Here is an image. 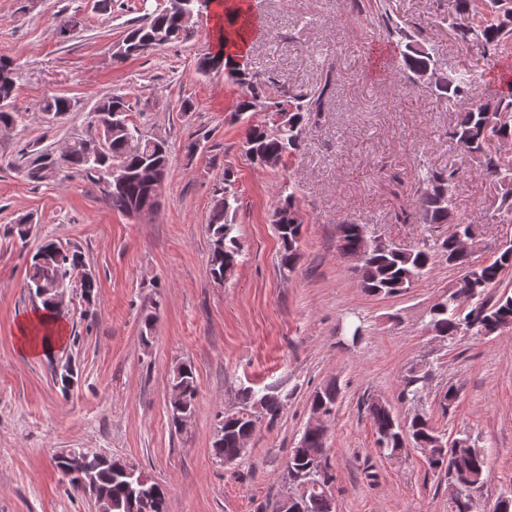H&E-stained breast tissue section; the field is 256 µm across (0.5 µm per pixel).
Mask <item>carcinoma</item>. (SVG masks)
Returning <instances> with one entry per match:
<instances>
[{
	"mask_svg": "<svg viewBox=\"0 0 512 512\" xmlns=\"http://www.w3.org/2000/svg\"><path fill=\"white\" fill-rule=\"evenodd\" d=\"M449 13L453 16L454 39L468 52L487 59L496 54L503 40L512 36V0H448ZM378 23L388 36L398 38L400 70L417 74L434 68L432 57L420 41L395 25L390 14V0H380L377 5ZM183 29V13L167 4L145 15L123 36L127 52L123 60L136 59L157 47L180 41ZM225 70L232 81L241 88L235 107L237 119L257 111L264 104L273 109L269 121L263 125L246 123L243 128L242 151L254 163L265 168H276L290 154L303 146L302 131L311 115L323 110L324 98L332 87L333 67L325 72L323 85L310 96H301L283 90L277 100L267 101L261 86L253 81L247 68L238 63L224 62L222 50L208 52L199 58L197 70L205 74L212 70ZM483 77V72L465 61L461 67L448 73L447 81L436 86L440 95L454 103L460 100L468 88ZM17 84V67L7 55L0 54V126L8 127L16 122V112L11 103ZM72 109L71 98L53 95L42 100L40 111L58 120ZM131 111L126 97L109 94L101 97L89 113L86 133L69 142V150L61 155L50 149L35 150L24 167L25 177L31 183H43L60 173L75 174L100 187V192L113 210L129 214L135 209L153 207L155 188L163 185L170 172V153L167 144L155 147L151 136L128 119ZM453 138L468 153L482 161L487 169L500 168L496 145L512 141V90L457 112L453 125ZM101 147L95 159L89 151ZM151 165L155 179L141 176L144 165ZM118 165L128 176L126 180L108 190L102 188L105 169ZM458 170L425 173L424 183H437L451 190ZM234 173L224 168V187L217 190L208 217L207 231L210 238L208 267L215 280L234 277L242 257L237 224L233 216L237 196L234 190ZM396 219L403 224H458L464 220L454 218L451 207L441 208L430 197L418 195L411 210L400 209ZM279 241V264L283 274L292 273L298 262L299 244L305 224L295 193L281 197L272 213ZM366 228L353 220L337 224L336 249L344 257L354 254L364 243ZM41 259L31 258L26 269L25 288L42 309L56 316L61 315L55 305V289L72 288L70 273L85 265L80 248L55 247L47 241L39 246ZM454 261L452 239L436 240L433 245L414 249L399 248L390 244L371 247L355 271L364 290L373 295H400L418 282L438 262ZM512 266V247L505 248L493 261L472 264L460 271L472 285L475 295L473 304L461 308L457 291L448 289L429 309L428 326L436 336L454 346L464 337V330L472 323L479 324L485 335L491 336L504 330H512V292H497L503 272ZM431 378L430 369L422 364L411 366L401 380L400 397L405 400L421 398ZM78 382V367L70 369L56 380L55 386L67 394ZM170 385L181 390L182 399L169 403L172 424L176 431L184 430L185 421L193 419L198 387L191 365L175 364L169 377ZM290 394L276 388L254 391L240 390L237 411L231 415L219 412L215 423H224V434L213 440L212 456L222 463L224 457L239 458L245 452L241 442L250 440L258 429L274 426L280 418ZM341 387L330 381L309 396L310 408L337 412L342 403ZM458 390L450 385L439 395L438 405L442 413L453 410L458 403ZM365 409L376 435L380 454L389 458L413 442L430 454L429 469L451 476L459 490L458 498L448 503V512H466L467 500L472 493H481L490 479L488 454L485 449L464 435L455 437V456L442 455L448 436L435 428L431 418L422 414L401 420L387 402L373 399L365 401ZM75 457L69 461L54 458L56 470L69 486L80 491V473L94 458L87 456L88 449H74ZM327 433L304 431L297 445L290 450L286 476L297 482L300 512H331L327 497L332 494L334 475L328 461ZM126 460L110 459L98 465L96 477L104 497L106 512H167L168 488L154 480L136 486L125 473Z\"/></svg>",
	"mask_w": 512,
	"mask_h": 512,
	"instance_id": "1",
	"label": "carcinoma"
}]
</instances>
